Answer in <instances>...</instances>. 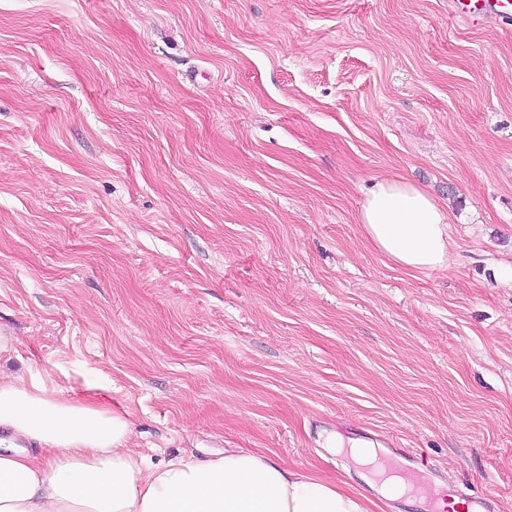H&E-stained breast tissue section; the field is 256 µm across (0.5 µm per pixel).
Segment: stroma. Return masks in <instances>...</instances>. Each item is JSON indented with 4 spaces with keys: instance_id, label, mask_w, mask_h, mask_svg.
Segmentation results:
<instances>
[{
    "instance_id": "35a3bbf8",
    "label": "stroma",
    "mask_w": 512,
    "mask_h": 512,
    "mask_svg": "<svg viewBox=\"0 0 512 512\" xmlns=\"http://www.w3.org/2000/svg\"><path fill=\"white\" fill-rule=\"evenodd\" d=\"M448 265L363 237L373 184ZM0 373L360 485L387 433L512 512V21L449 0H0ZM364 236L393 264L410 271L448 265L450 220L426 191L405 180H380L360 211Z\"/></svg>"
}]
</instances>
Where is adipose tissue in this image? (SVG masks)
<instances>
[{
  "instance_id": "1",
  "label": "adipose tissue",
  "mask_w": 512,
  "mask_h": 512,
  "mask_svg": "<svg viewBox=\"0 0 512 512\" xmlns=\"http://www.w3.org/2000/svg\"><path fill=\"white\" fill-rule=\"evenodd\" d=\"M365 237L410 271L446 267L450 220L404 180H381L360 211ZM128 416L63 395L51 373L0 376V512H369L412 485L384 476L366 443L352 459L372 466L367 491L314 478L244 451L156 464L130 448Z\"/></svg>"
}]
</instances>
